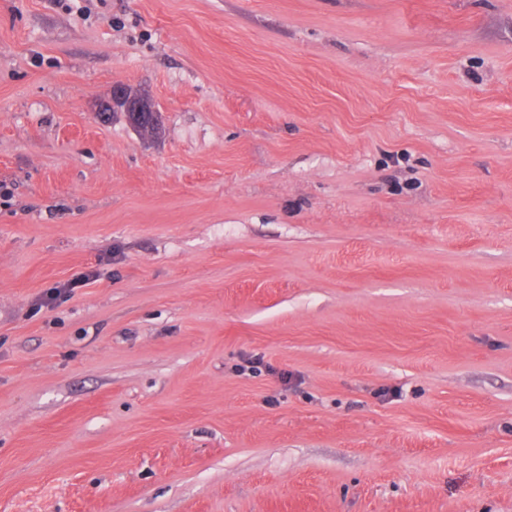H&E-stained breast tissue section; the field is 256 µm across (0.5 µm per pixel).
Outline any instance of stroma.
<instances>
[{
  "mask_svg": "<svg viewBox=\"0 0 512 512\" xmlns=\"http://www.w3.org/2000/svg\"><path fill=\"white\" fill-rule=\"evenodd\" d=\"M0 512H512V0H0ZM98 112L123 115L137 132L152 130L154 136L160 132V115L151 98L126 84H116L111 97L100 104Z\"/></svg>",
  "mask_w": 512,
  "mask_h": 512,
  "instance_id": "obj_1",
  "label": "stroma"
}]
</instances>
